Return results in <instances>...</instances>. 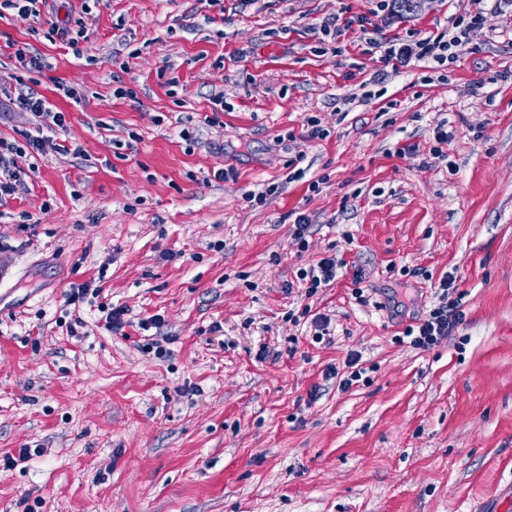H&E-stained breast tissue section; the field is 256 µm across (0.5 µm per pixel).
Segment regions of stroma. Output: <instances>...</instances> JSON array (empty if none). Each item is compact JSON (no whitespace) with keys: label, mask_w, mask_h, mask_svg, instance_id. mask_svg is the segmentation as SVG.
Here are the masks:
<instances>
[{"label":"stroma","mask_w":512,"mask_h":512,"mask_svg":"<svg viewBox=\"0 0 512 512\" xmlns=\"http://www.w3.org/2000/svg\"><path fill=\"white\" fill-rule=\"evenodd\" d=\"M378 2L0 10V138L68 148L0 198V459L43 450L0 463V512H512V0H485L454 63L379 84L381 44L439 35L464 5ZM334 16L351 28L321 31ZM29 86L65 129L9 107ZM331 254L346 268L306 297L299 271ZM449 273L466 321L413 349L400 336ZM91 280L73 324L66 294ZM306 307L323 340L289 322ZM352 351L366 380L343 391L324 371Z\"/></svg>","instance_id":"obj_1"}]
</instances>
